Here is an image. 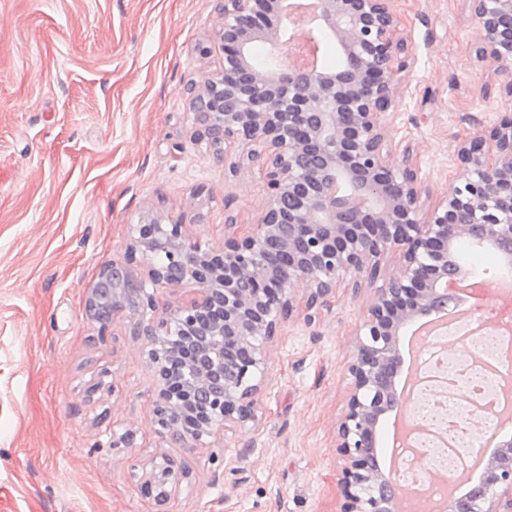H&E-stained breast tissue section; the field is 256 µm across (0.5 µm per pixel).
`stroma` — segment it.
<instances>
[{"instance_id":"stroma-1","label":"stroma","mask_w":512,"mask_h":512,"mask_svg":"<svg viewBox=\"0 0 512 512\" xmlns=\"http://www.w3.org/2000/svg\"><path fill=\"white\" fill-rule=\"evenodd\" d=\"M393 6L409 67L387 122L429 206L459 143L512 114V98L476 55L468 0ZM217 23L211 0H0V512H150L128 467L160 453L190 469L171 512H338L337 423L365 303L350 277L313 320L282 325L256 420L193 448L156 431L135 320L103 337L84 311L142 216L213 250L225 216L242 233L258 218L261 179L237 182L189 108L222 65L201 53ZM459 257L474 279L512 276L493 251L465 244ZM125 433L132 447H113Z\"/></svg>"}]
</instances>
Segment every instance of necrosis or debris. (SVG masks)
I'll list each match as a JSON object with an SVG mask.
<instances>
[{"instance_id":"4bbe7bcc","label":"necrosis or debris","mask_w":512,"mask_h":512,"mask_svg":"<svg viewBox=\"0 0 512 512\" xmlns=\"http://www.w3.org/2000/svg\"><path fill=\"white\" fill-rule=\"evenodd\" d=\"M474 328L472 321L459 319L444 333L428 336V351L416 366L417 396L439 419L414 432L394 453L402 480L420 498L446 495L445 473L470 471L473 456L461 437L467 418L492 422L504 405L512 406V326L482 335L475 358L448 361L443 343L472 338Z\"/></svg>"}]
</instances>
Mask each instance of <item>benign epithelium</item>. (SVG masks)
<instances>
[{
    "label": "benign epithelium",
    "mask_w": 512,
    "mask_h": 512,
    "mask_svg": "<svg viewBox=\"0 0 512 512\" xmlns=\"http://www.w3.org/2000/svg\"><path fill=\"white\" fill-rule=\"evenodd\" d=\"M220 70L194 87L196 132L229 162L238 181L259 175L266 197L247 234L232 232L224 249L204 250L183 225L149 214L136 225L127 256L101 269L87 293L86 315L112 296V313L130 309L137 335L151 344L157 433L181 448L255 419L270 365L268 343L304 300L306 320L344 275L369 290L353 339L352 377L337 427L341 460L339 512H400L404 483L377 460L383 418L414 402L396 392L404 367V329L454 302L444 291L460 266L462 244L489 248L512 268V118L477 131L458 150L460 169L446 195L422 205L424 188L398 151L386 114L392 108L408 45L396 37L391 0H314L317 28L343 55L335 69L298 68L283 46L287 0H217ZM481 61L512 73V0H472ZM266 56L257 60L256 50ZM162 253L167 265L154 258ZM396 253L399 270L382 272ZM154 285L191 284L197 297L158 305ZM485 460L478 486L442 499L440 512H512V435ZM130 477L155 512L188 477L185 462L161 454L130 465Z\"/></svg>",
    "instance_id": "7a95c632"
}]
</instances>
